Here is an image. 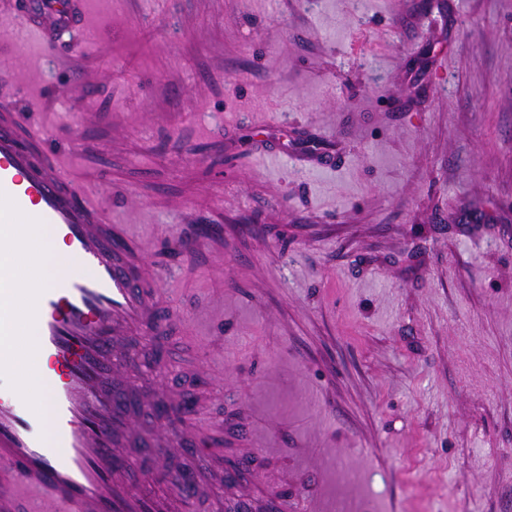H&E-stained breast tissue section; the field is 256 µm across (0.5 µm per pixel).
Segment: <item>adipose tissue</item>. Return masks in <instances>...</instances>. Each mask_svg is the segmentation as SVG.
Segmentation results:
<instances>
[{
	"label": "adipose tissue",
	"mask_w": 512,
	"mask_h": 512,
	"mask_svg": "<svg viewBox=\"0 0 512 512\" xmlns=\"http://www.w3.org/2000/svg\"><path fill=\"white\" fill-rule=\"evenodd\" d=\"M24 231V238L7 249L5 256L0 257V289L9 288L12 295L9 307L25 330L26 346L31 348L38 339V328L25 312L26 293L23 285L31 280L58 281L67 273L69 262L63 245L52 239L48 228L40 224H28ZM1 344L7 345L9 350L7 368L15 388L24 389L32 397H39L47 387L49 374L22 357L16 343L6 342L0 336Z\"/></svg>",
	"instance_id": "1"
}]
</instances>
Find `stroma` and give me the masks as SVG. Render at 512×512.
<instances>
[{"mask_svg":"<svg viewBox=\"0 0 512 512\" xmlns=\"http://www.w3.org/2000/svg\"><path fill=\"white\" fill-rule=\"evenodd\" d=\"M0 98L157 277L127 389L300 512H512V0H92ZM333 141V167L284 142ZM141 423L120 448L145 474Z\"/></svg>","mask_w":512,"mask_h":512,"instance_id":"stroma-1","label":"stroma"}]
</instances>
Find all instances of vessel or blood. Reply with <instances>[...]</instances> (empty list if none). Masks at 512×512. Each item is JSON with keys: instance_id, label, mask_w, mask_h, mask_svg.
Returning a JSON list of instances; mask_svg holds the SVG:
<instances>
[{"instance_id": "vessel-or-blood-1", "label": "vessel or blood", "mask_w": 512, "mask_h": 512, "mask_svg": "<svg viewBox=\"0 0 512 512\" xmlns=\"http://www.w3.org/2000/svg\"><path fill=\"white\" fill-rule=\"evenodd\" d=\"M87 0H38L21 5L18 23L52 45L84 23ZM28 120L0 102V223L45 224L66 247L69 275L37 284L28 311L40 337L38 355L55 377L36 400L19 391L0 396V512H170L188 505L199 486L161 491L121 461L117 437L135 430L117 400L122 367L140 359L134 335L160 330L170 317L157 302V280L112 228L111 218L81 200L57 160L22 147L18 128Z\"/></svg>"}]
</instances>
